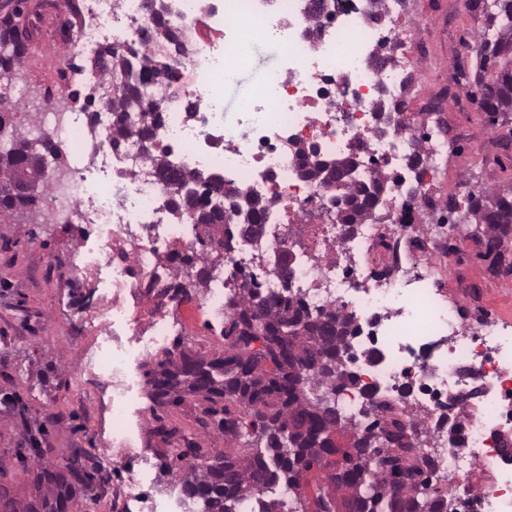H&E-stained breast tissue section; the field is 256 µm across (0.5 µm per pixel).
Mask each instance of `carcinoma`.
I'll return each mask as SVG.
<instances>
[{
  "label": "carcinoma",
  "instance_id": "obj_1",
  "mask_svg": "<svg viewBox=\"0 0 512 512\" xmlns=\"http://www.w3.org/2000/svg\"><path fill=\"white\" fill-rule=\"evenodd\" d=\"M495 10L486 17L487 29L496 33L486 38L476 50L478 71L475 83L490 89L484 102L490 113L512 112V0H493ZM21 12L14 9L0 18V77L9 76L20 66L25 44L17 23ZM157 50L142 56V70L164 77L169 88L167 99L155 100L124 82L132 73L133 50L120 45H106L91 59V68L112 85L109 104L114 115L112 145L119 146L130 138L145 144L148 162L166 176L167 155L152 151V123L160 112L181 100V90L170 83L167 50L177 42L168 29L154 34ZM138 112V124L128 121ZM57 161L60 152L47 136L33 140L19 133L6 151H0V215H12L36 206L38 197L18 194L22 181L43 177L47 158ZM305 174L336 187L346 194L348 208L342 223L358 224L368 217L387 182L376 180L374 190L356 187L351 181L355 163L349 159L324 163L303 158ZM209 189L202 190L198 204L173 205L178 214L192 216L206 228L226 224L224 211L209 207ZM468 213L476 223L484 224L497 239L512 228V189L491 191L469 200ZM194 280L206 286L210 269L208 258L197 264L186 256L176 278ZM228 303L233 311L225 337L231 343L224 353L212 358L167 351L150 376L151 397L159 405H178L184 395L197 396L211 403L207 411L218 413L214 405L232 402L247 412L251 421L244 424L247 447L213 459L194 456L187 462L180 484L184 494L201 502V512H236L241 501L296 480L299 462L309 467H333L329 448L339 435H349L356 453L345 454L346 469L336 476L327 473V490L316 498L317 512H448L441 499L419 490L421 470L405 464L403 455L377 457L376 427L360 429L341 414L331 416L324 402L343 388L351 377L344 370V357L359 335L358 327L348 316L332 310L317 316L308 313L301 301L289 296L267 302L256 292L235 294ZM261 343L255 348L254 343ZM36 467L33 487L36 496L21 495L3 484L11 470L0 464V512H70L74 499L90 490L100 480L97 471H89L79 460L61 465L42 462L40 449H34Z\"/></svg>",
  "mask_w": 512,
  "mask_h": 512
}]
</instances>
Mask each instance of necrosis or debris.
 <instances>
[{"label": "necrosis or debris", "instance_id": "obj_1", "mask_svg": "<svg viewBox=\"0 0 512 512\" xmlns=\"http://www.w3.org/2000/svg\"><path fill=\"white\" fill-rule=\"evenodd\" d=\"M409 0H177L165 19L189 53L172 58L170 77L192 103L169 108L153 127L152 148L177 157L190 173H219L226 186L212 200L231 223L260 212L262 236L233 241L203 290L202 302L229 317V295L259 289L263 298L291 295L311 314L336 309L360 327L353 348L354 375L341 394L354 423L375 419L378 404L396 402L426 422L413 437L431 485H442L454 512H512V333L491 318L463 321L430 288L441 271L456 224L447 219L472 193L457 181L442 193L438 156L447 139L422 138L409 107L424 99L427 111L460 100L454 74L442 73L432 88L416 79L429 57L430 36L417 33ZM72 33L93 47L106 43L144 52L143 33L154 21L145 0H74ZM260 28L279 51L280 66L263 75L248 109L228 118L214 92L216 76L232 83L249 48L246 30ZM38 134L50 137L69 175L52 186L56 205L79 223L92 225L100 248L71 259L72 274L87 267L104 272L105 307L113 323L129 318L127 291L167 294L175 270L194 241L193 223L177 218L173 187L145 161L139 142L110 143L112 110L95 115L63 112L57 97L44 99ZM318 158L357 162L352 180L372 187L377 172L402 176L416 151L428 163L413 193L389 184L371 217L347 226L341 192L305 176L301 151ZM111 171L93 181L75 160ZM447 208H440V196ZM290 254V276L281 279L274 259ZM166 316L137 350L101 344L83 357L88 375L112 380V445L97 463L105 472L122 466L141 429L126 416L130 368L137 355L168 344ZM149 461L126 470L116 490L139 512H192L174 499L159 508L141 482Z\"/></svg>", "mask_w": 512, "mask_h": 512}]
</instances>
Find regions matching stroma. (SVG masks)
<instances>
[{"mask_svg": "<svg viewBox=\"0 0 512 512\" xmlns=\"http://www.w3.org/2000/svg\"><path fill=\"white\" fill-rule=\"evenodd\" d=\"M30 31L26 63L13 71L9 83L20 104L12 116V127L28 130L37 123L41 103L48 94L61 93L62 66H89L91 55L77 47L65 34L67 0H23ZM466 0H453L454 23L439 32L438 47L431 62L422 67V81L435 77L445 65L454 71L468 98L479 99L474 82L477 55L464 52L477 30L486 22L470 17ZM280 64L276 50L254 44L249 59L239 69L234 83L221 101L228 115L244 111V88L262 73ZM445 125L447 135L463 134L472 141L491 136L494 153H475L462 179L478 191L512 187V112L495 115L456 110L432 114L430 129ZM465 255L449 252L443 263L448 275L436 283L447 302L456 304L463 319L474 310L485 309L512 329V237L505 239L499 253L487 254L483 225L471 215H459ZM99 240L88 225L58 215L49 191L39 195L32 212L0 221V396L18 393L21 405L0 403V462L16 466L18 449L28 447L39 424L48 433L43 442L44 459L52 464L81 455L86 467H93L94 455L108 447L112 434V412L102 403L105 377H79L75 368L82 353L96 345L102 324L93 319L82 334H75L74 321L87 313L93 296L102 286L96 270L82 274V286H71L68 262L78 250L97 249ZM174 317L183 332L177 341L185 352L200 356L224 352V319L210 316L197 299H189ZM152 357L132 365L133 387L127 409L131 423L143 433L128 456L129 461L150 459L154 465L146 483L158 495L174 486L171 474L179 462L177 453L192 450L204 457L221 455L240 447L239 439L225 435L207 402L186 396L181 405L156 406L149 397L145 375Z\"/></svg>", "mask_w": 512, "mask_h": 512, "instance_id": "stroma-1", "label": "stroma"}]
</instances>
